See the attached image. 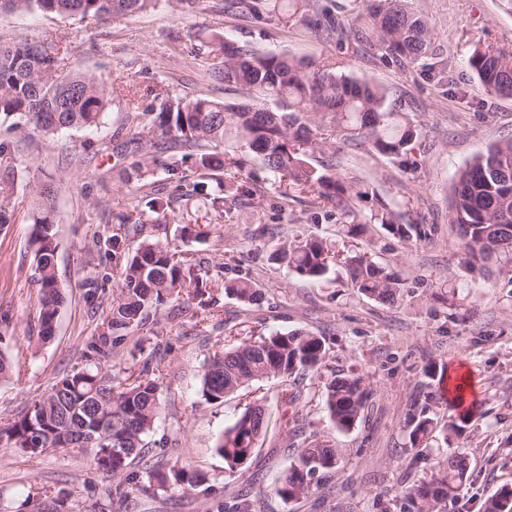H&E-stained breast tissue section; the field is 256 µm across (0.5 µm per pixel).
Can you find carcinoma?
Returning <instances> with one entry per match:
<instances>
[{
    "label": "carcinoma",
    "mask_w": 512,
    "mask_h": 512,
    "mask_svg": "<svg viewBox=\"0 0 512 512\" xmlns=\"http://www.w3.org/2000/svg\"><path fill=\"white\" fill-rule=\"evenodd\" d=\"M181 13H190L197 0H0V10L85 18L120 19L154 9L161 2ZM312 0H225L224 12L259 20L276 19L283 25L303 23L331 38L341 28L329 12L311 5ZM408 0H366L363 24L355 30L360 43H375L386 56L414 64L432 46V32L424 18L407 6ZM67 47L53 38L20 39L0 44V118L12 119L10 127L27 135L50 136L70 130L93 128L103 123L112 101V79L92 73L64 72ZM211 76L251 100L227 104L206 97L184 100L166 94L153 118L136 126L124 142V152L135 157L127 180L140 177L144 165L154 164L179 175L175 198L193 206L192 211L218 210L235 204L225 194L224 169L240 171L244 162H226L225 143L234 142L260 156L272 174L286 182L282 197L290 192L312 193L317 204L329 206L348 219V232L366 224H379L392 235L408 240L421 234L415 224L403 222L402 213L379 201L367 211L360 202L369 192L355 190L336 173L335 164L320 168L309 162L336 137L369 146L375 152L398 158L418 137L417 125L403 112L385 106V92L367 81L343 72L344 58L319 63L296 62L282 53L264 51L222 38L200 59ZM468 64L485 89L499 96L512 95V52L477 47ZM274 103V108L267 103ZM196 157L195 168L203 180L188 182L182 165ZM36 282L40 288L41 333H52L64 303L56 277L55 193L41 185L30 189ZM452 220L462 243L460 267L467 274L481 272L489 263L508 269L505 285L512 287V138L476 155L457 175L453 186ZM140 242L125 251L129 238ZM112 259L122 269L120 292L107 317V332L89 343L87 364L56 381L27 412L0 427V445L24 453L45 448H78L93 452L102 468L112 460V475L119 478L115 493L125 500L138 493L157 491L175 496L188 491L210 495L208 476L185 465L163 464L150 456L161 410L153 360L143 362L131 382L119 381L106 361L124 341V331L146 323L150 312L180 290L198 283L196 264L182 257L171 244L145 234L142 224H121L106 238ZM275 260L297 275L324 279L336 264L333 244L323 237L305 236L286 241ZM353 287L365 296L391 303L399 295L401 278L391 267L365 255L345 257ZM225 291L241 302L258 304L260 287L248 277L224 283ZM328 349L321 336L294 330L257 340L246 339L231 349L214 354L202 375V398L222 404L253 382L270 376L300 378L326 366ZM371 390L361 375L338 376L331 371L321 386V401L339 432L351 430L360 420ZM248 403L216 445L224 459V472L243 467L268 430L259 423ZM471 424V413L460 412L439 421L429 402L408 419L410 448H419L437 427L445 439L462 436ZM342 462V451L330 438L303 440L296 457L277 481L274 490L286 500L307 498L319 488L323 475ZM470 479L467 458L446 453L420 483L402 492L405 512H440V505L456 500ZM69 497L32 501L35 512H72ZM483 512H512V488L505 487L483 503Z\"/></svg>",
    "instance_id": "carcinoma-1"
}]
</instances>
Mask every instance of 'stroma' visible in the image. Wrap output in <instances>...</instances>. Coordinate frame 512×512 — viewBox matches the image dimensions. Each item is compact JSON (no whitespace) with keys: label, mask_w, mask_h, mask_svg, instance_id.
Returning a JSON list of instances; mask_svg holds the SVG:
<instances>
[{"label":"stroma","mask_w":512,"mask_h":512,"mask_svg":"<svg viewBox=\"0 0 512 512\" xmlns=\"http://www.w3.org/2000/svg\"><path fill=\"white\" fill-rule=\"evenodd\" d=\"M223 6L224 0H198L195 12L184 14L163 2L120 20L89 22L0 13V43L58 37L68 47V71L117 78L97 129L12 142L16 172L0 165V203L14 213L13 223L0 226V352L12 366L10 375L0 379V425L20 417L59 378L84 366L86 345L104 332L119 293L120 268L101 239L121 222L140 221L151 225L155 239L177 242L181 255L202 264V287L189 309L161 307L146 325L128 330L110 361L113 374L124 377L138 371L146 357L159 359L154 378L162 412L153 435L155 459L207 472L223 488L225 504L245 494L255 500L257 512H403L399 490L426 476L447 446L467 456L471 477L444 512H482L487 497L512 487V291L505 289L500 272L476 280L461 272L451 205L458 171L475 154L512 137V98L487 93L468 65L478 45L512 51V11L501 0H409L433 32V52L402 66L379 47L346 54L336 40L304 25L228 18ZM215 32L297 61L344 55L346 74L382 88L389 107L407 113L420 129L405 159L338 142L315 153L311 162L333 160L354 189L399 209L405 223L420 225L422 238L402 240L377 224L363 234H348L339 214L315 207L311 196L282 198L278 179L252 154L245 157L246 168L258 179L251 184L254 196L248 204L225 214L209 212L198 237L183 236L177 223L156 225L147 203L167 199L173 185L160 169L124 184L120 174L131 158L120 145L134 122L149 121L160 89L186 99L241 102L239 92L214 81L191 52ZM132 99L142 108L136 118L128 112ZM33 185L56 192V273L65 296L46 342L39 335L36 246L29 219ZM311 234L329 238L340 252H361L400 271L397 301L383 304L359 293L341 266L327 279L312 280L274 261L275 250L288 237ZM92 272L109 277L105 293L95 299L86 286ZM243 275L260 284V305L225 294V281ZM451 277L456 283L449 293L442 285ZM292 330L325 337L327 363L336 373L364 374L372 391L369 408L350 431L334 429L316 372L298 380L301 399L292 407L278 402L281 381L274 377L253 383L222 405L202 403V373L215 352L247 336ZM459 365L471 375V399L478 407L469 433L448 441L439 429L422 454L409 453L406 423L424 399L425 369L445 372ZM253 400L265 406L271 428L245 467L225 473L216 441ZM295 418L307 432L335 439L344 460L314 495L285 501L274 486L297 453L296 440L287 435ZM115 485L89 452L0 449V512H19L29 496L61 492L70 493L81 512H212L210 501L192 492L173 498L135 494L124 501L114 495Z\"/></svg>","instance_id":"1"}]
</instances>
